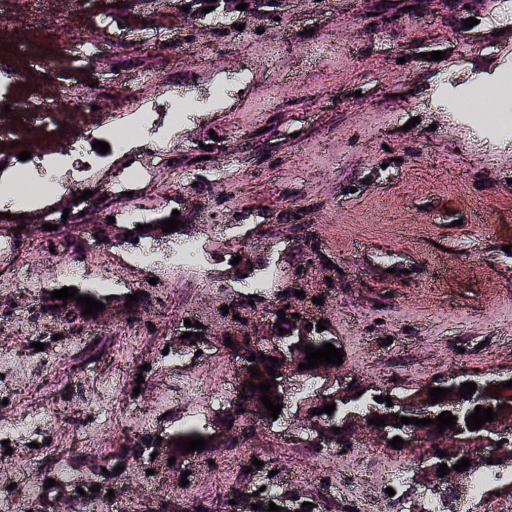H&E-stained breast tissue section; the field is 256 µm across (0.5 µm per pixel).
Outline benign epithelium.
I'll return each instance as SVG.
<instances>
[{"mask_svg":"<svg viewBox=\"0 0 512 512\" xmlns=\"http://www.w3.org/2000/svg\"><path fill=\"white\" fill-rule=\"evenodd\" d=\"M75 239L79 249L88 253L104 246L115 247L125 241V234L117 231L115 225L108 220H99L93 225L91 234H85L87 225L73 226ZM288 318L289 328L286 334H279L278 327L282 321L278 316V309L274 308L264 315L262 319V334L249 336L245 333L231 335L234 344L230 347L232 352V365L234 376V396L224 401V423L213 426L212 431L205 434V439L217 445L230 448L238 440L242 421L251 422L249 438L255 440L264 435L263 429L270 425L268 412L261 403V393L250 389L248 381L251 373L248 368L256 367L265 371V363L261 362L260 355L272 356L278 359L275 364V376L265 375V379H275L268 392L269 399L280 397L285 402L292 394V380L303 377L321 378L325 380L322 387L315 389L308 400L299 403L304 409V425L307 429L312 420V411L325 404L336 406L341 417L336 427L340 431L335 433L331 428L322 429V433L315 436L316 446L320 448H334L340 452L346 445L352 443L360 433H370L374 436V447L385 451H393L388 441L398 436L405 442L401 452H411L418 457L414 467L415 480L422 484L427 491L438 498L443 512L451 510L453 501L458 494L459 484L465 472L486 471L492 468H505L512 466V388L501 387V380L490 379L477 383L474 393L467 398L458 396L459 388L465 383L458 372H450L447 376L434 382L422 384L412 392L403 396H392V405L387 402H365L371 397L373 386L365 383L359 377L336 365H319L314 369L298 368L305 362L306 353L303 346L320 343L319 337L314 335L318 330L317 322L310 316ZM256 360H248L249 356ZM449 388L451 393L436 403H431L429 389ZM475 407L477 405L493 408L497 413L494 421L487 422L477 430H469L466 418L469 413L462 412L464 405ZM444 411H449L457 417L456 427L442 435L440 449L446 456L440 457L434 448H421V428L414 424H397L394 416L408 418L418 417L434 419ZM376 416L386 417V425L377 427L368 424V419ZM463 458L471 460L465 472H458L452 466ZM493 463H488V459ZM449 467L447 475L438 474L439 465Z\"/></svg>","mask_w":512,"mask_h":512,"instance_id":"7a95c632","label":"benign epithelium"}]
</instances>
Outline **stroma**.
<instances>
[{"label":"stroma","instance_id":"obj_1","mask_svg":"<svg viewBox=\"0 0 512 512\" xmlns=\"http://www.w3.org/2000/svg\"><path fill=\"white\" fill-rule=\"evenodd\" d=\"M181 6L0 0V50L25 73L0 82V165L78 142L76 184L90 193L9 219L28 225L16 248L27 278L0 259V498L15 512H250L266 487L314 512H386L402 488L411 512L397 454L366 434L345 453L302 447L283 421L233 450L187 454L176 441L186 423L223 422L224 331L260 335L273 305L326 320L344 366L398 395L451 371L512 375V130L457 107L479 89L512 99V0H249L212 10L207 30ZM156 34L223 48L142 57ZM243 69L253 81L235 82ZM221 76L234 82L222 105L174 127L170 87L189 82L203 101ZM71 88L88 91L79 120L40 118L42 100ZM129 89L155 133L100 153L102 128L134 120L100 105ZM18 101L24 112H5ZM161 182L176 209L157 208ZM131 202L152 224L179 211L201 269L166 254L132 263L128 244L85 256L60 228ZM57 260L68 274H54ZM263 269L271 284L253 289ZM99 285L111 318L52 305L54 289ZM42 414L50 427L22 422Z\"/></svg>","mask_w":512,"mask_h":512}]
</instances>
